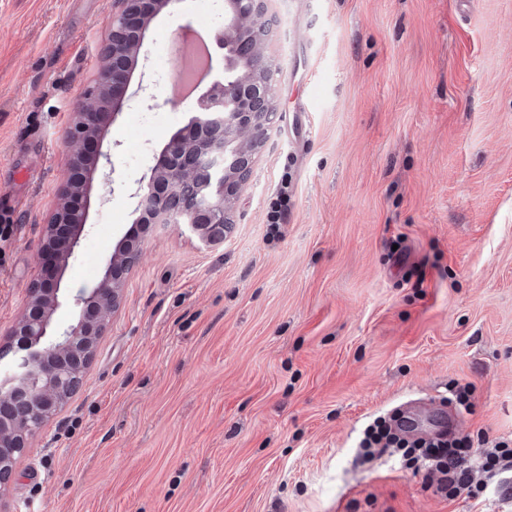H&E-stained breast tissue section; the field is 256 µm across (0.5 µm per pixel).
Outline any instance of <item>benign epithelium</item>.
Returning a JSON list of instances; mask_svg holds the SVG:
<instances>
[{
  "label": "benign epithelium",
  "mask_w": 512,
  "mask_h": 512,
  "mask_svg": "<svg viewBox=\"0 0 512 512\" xmlns=\"http://www.w3.org/2000/svg\"><path fill=\"white\" fill-rule=\"evenodd\" d=\"M177 0H113L110 35L100 51L102 68L96 84L74 112L66 142L81 145L98 136L124 103L139 66L146 31ZM273 25L263 0H224V26L216 33L224 49V79L194 104L187 126L168 140L147 178L132 197L141 224H189L211 243L224 239L232 223L233 202L250 171L252 156L276 119L266 105L273 89V62L260 43L262 72L242 58L237 37L269 33ZM85 184L71 176L59 207L46 226L42 273L28 287V308L15 324L11 370L0 379V488L15 476L17 460L30 439L82 386L84 369L98 340L107 331L122 297L115 267H133L141 243L125 242L106 264L99 288L75 301L78 314L66 329L54 315L64 301L62 278L85 230Z\"/></svg>",
  "instance_id": "obj_1"
}]
</instances>
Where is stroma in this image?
<instances>
[{"instance_id":"stroma-1","label":"stroma","mask_w":512,"mask_h":512,"mask_svg":"<svg viewBox=\"0 0 512 512\" xmlns=\"http://www.w3.org/2000/svg\"><path fill=\"white\" fill-rule=\"evenodd\" d=\"M277 117L218 243L138 232L127 193L192 116L172 38L224 0H179L144 81L92 149L59 329L122 238L139 263L80 393L30 441L0 512H512L446 500L364 427L470 384L457 433L512 440V0H266ZM112 0H0V348L12 343L71 166ZM291 172L280 234L270 200Z\"/></svg>"}]
</instances>
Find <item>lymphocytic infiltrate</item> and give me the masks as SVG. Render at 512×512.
Segmentation results:
<instances>
[{
	"instance_id": "f902f5d3",
	"label": "lymphocytic infiltrate",
	"mask_w": 512,
	"mask_h": 512,
	"mask_svg": "<svg viewBox=\"0 0 512 512\" xmlns=\"http://www.w3.org/2000/svg\"><path fill=\"white\" fill-rule=\"evenodd\" d=\"M389 451L400 453L406 468L437 473L435 492L449 500L463 493L479 498L493 478L503 486L512 484V443L506 441L476 452L471 443L455 437L401 435L380 417L365 428L358 456L371 461Z\"/></svg>"
}]
</instances>
